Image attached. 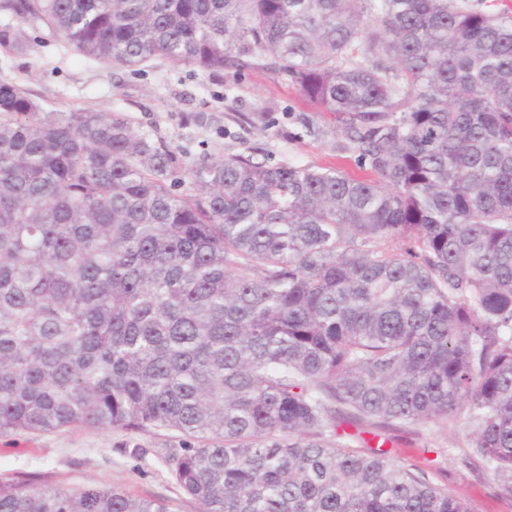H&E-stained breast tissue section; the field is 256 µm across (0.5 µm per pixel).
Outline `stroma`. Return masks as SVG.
Here are the masks:
<instances>
[{"mask_svg":"<svg viewBox=\"0 0 512 512\" xmlns=\"http://www.w3.org/2000/svg\"><path fill=\"white\" fill-rule=\"evenodd\" d=\"M22 53L0 54V81L24 86L45 111L90 108L119 111L134 130L154 132L188 159L248 152L269 164L338 165L360 170L342 151L334 115L313 113L288 81L254 67L209 73L187 64L156 62L133 72L76 54L44 29H29ZM200 114V122L189 119ZM314 116L307 132L300 119ZM468 431L442 419L423 426H390L396 461L414 465L449 489L473 512H512L499 497V480L480 460L460 463ZM177 433L160 429L126 431L71 427L44 434L0 437V478L28 476L39 484L66 488L112 486L141 497L175 501L180 512H199L164 462L179 447Z\"/></svg>","mask_w":512,"mask_h":512,"instance_id":"35a3bbf8","label":"stroma"}]
</instances>
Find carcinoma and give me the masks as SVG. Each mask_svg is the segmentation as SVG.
Instances as JSON below:
<instances>
[{
	"instance_id": "cac0c4a2",
	"label": "carcinoma",
	"mask_w": 512,
	"mask_h": 512,
	"mask_svg": "<svg viewBox=\"0 0 512 512\" xmlns=\"http://www.w3.org/2000/svg\"><path fill=\"white\" fill-rule=\"evenodd\" d=\"M133 72L262 66L341 119L339 167L193 162L0 82V436H185L201 512H471L378 428L458 419L512 498V14L487 0H0ZM398 240L405 254L369 247ZM364 441L356 450L354 441ZM0 512H179L0 481Z\"/></svg>"
}]
</instances>
